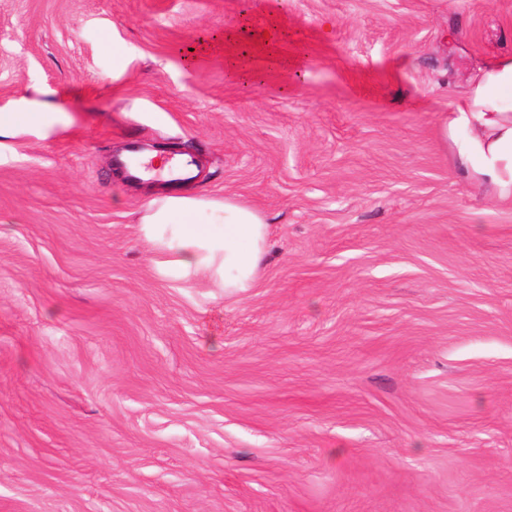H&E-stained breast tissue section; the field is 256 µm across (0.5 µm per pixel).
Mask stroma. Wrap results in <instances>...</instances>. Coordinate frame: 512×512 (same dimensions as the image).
<instances>
[{
    "mask_svg": "<svg viewBox=\"0 0 512 512\" xmlns=\"http://www.w3.org/2000/svg\"><path fill=\"white\" fill-rule=\"evenodd\" d=\"M508 53L512 0H0V113L71 119L0 144V512H512V202L438 131ZM168 143L249 295L158 274L113 158ZM281 27L279 17L270 12L267 16L252 20L248 26L241 29V34L225 33L224 50L226 58L232 65H237L243 57L251 56L248 51L242 52L241 42L256 38L262 40L266 45L273 38L272 33ZM249 29V30H248ZM264 31H268L269 38H264Z\"/></svg>",
    "mask_w": 512,
    "mask_h": 512,
    "instance_id": "1",
    "label": "stroma"
}]
</instances>
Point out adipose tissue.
I'll use <instances>...</instances> for the list:
<instances>
[{
  "label": "adipose tissue",
  "instance_id": "1",
  "mask_svg": "<svg viewBox=\"0 0 512 512\" xmlns=\"http://www.w3.org/2000/svg\"><path fill=\"white\" fill-rule=\"evenodd\" d=\"M60 122L48 104L25 100L18 111L0 113V135L45 134ZM439 123L458 176L474 192L512 200V55L478 68ZM140 224L162 275L203 276L231 295L257 287L269 252L267 223L257 209L230 197L175 192L151 199Z\"/></svg>",
  "mask_w": 512,
  "mask_h": 512
}]
</instances>
